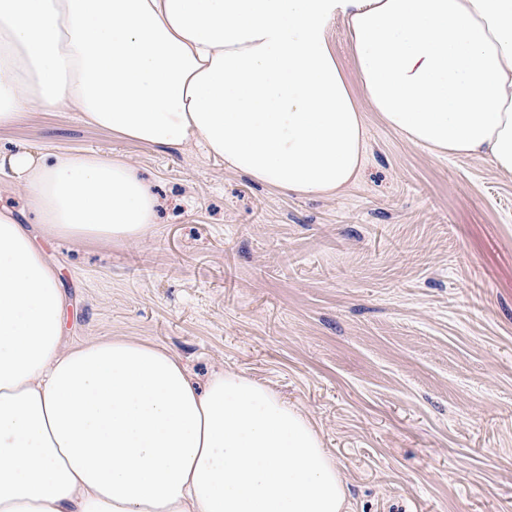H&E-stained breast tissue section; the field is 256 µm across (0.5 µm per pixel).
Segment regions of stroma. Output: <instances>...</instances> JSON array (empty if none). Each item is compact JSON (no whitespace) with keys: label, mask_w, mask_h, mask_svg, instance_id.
<instances>
[{"label":"stroma","mask_w":512,"mask_h":512,"mask_svg":"<svg viewBox=\"0 0 512 512\" xmlns=\"http://www.w3.org/2000/svg\"><path fill=\"white\" fill-rule=\"evenodd\" d=\"M359 104L363 168L333 196L75 112L23 113L0 152L118 154L158 196L157 223L122 245L30 225L68 342L150 341L196 387L227 368L270 386L320 431L350 512H512V173L408 142Z\"/></svg>","instance_id":"35a3bbf8"}]
</instances>
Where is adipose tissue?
I'll return each mask as SVG.
<instances>
[{
	"mask_svg": "<svg viewBox=\"0 0 512 512\" xmlns=\"http://www.w3.org/2000/svg\"><path fill=\"white\" fill-rule=\"evenodd\" d=\"M357 85L407 141L512 173V0H0V128L77 112L333 195L363 163ZM0 172L26 198L0 211V512H346L320 432L269 387L219 370L198 390L145 341L66 343L58 272L23 221L81 242L143 237L159 201L126 157L20 147ZM331 39L335 45L336 53L339 59L344 63L348 79H355V74L351 66L350 41L345 26L341 21H337L331 31Z\"/></svg>",
	"mask_w": 512,
	"mask_h": 512,
	"instance_id": "obj_1",
	"label": "adipose tissue"
}]
</instances>
